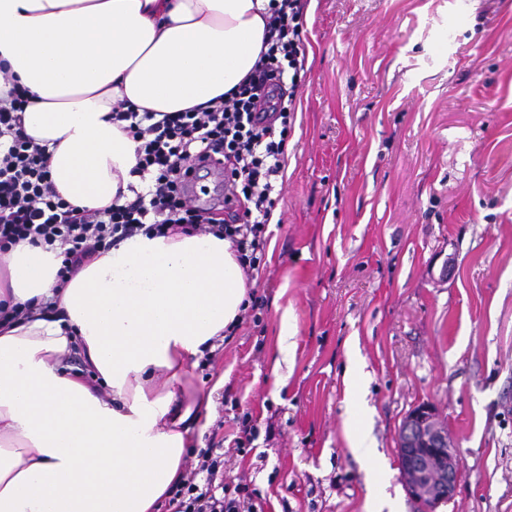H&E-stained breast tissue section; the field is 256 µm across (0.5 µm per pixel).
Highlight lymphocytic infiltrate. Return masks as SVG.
I'll return each mask as SVG.
<instances>
[{"mask_svg":"<svg viewBox=\"0 0 512 512\" xmlns=\"http://www.w3.org/2000/svg\"><path fill=\"white\" fill-rule=\"evenodd\" d=\"M302 0H271L265 49L251 73L225 96L184 112H114L136 143L135 174L149 181L134 199L102 210L80 209L55 191L46 146L21 127L26 92L12 86L0 101V249L21 241L60 245L59 280L121 240L177 233L211 234L230 242L246 275L264 266L265 233L279 200L276 189L294 122L305 64ZM217 166L224 205L194 206L185 175ZM223 448L198 451L172 487L167 512H258L248 484L226 481Z\"/></svg>","mask_w":512,"mask_h":512,"instance_id":"obj_1","label":"lymphocytic infiltrate"}]
</instances>
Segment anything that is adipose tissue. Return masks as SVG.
<instances>
[{
	"label": "adipose tissue",
	"mask_w": 512,
	"mask_h": 512,
	"mask_svg": "<svg viewBox=\"0 0 512 512\" xmlns=\"http://www.w3.org/2000/svg\"><path fill=\"white\" fill-rule=\"evenodd\" d=\"M270 0H0V65L26 89L25 133L71 205L141 187L113 107L182 112L236 87L260 58ZM60 250L0 252V512H159L180 480L189 366L241 312L248 282L210 234L121 241L60 283ZM110 388L103 400L70 357Z\"/></svg>",
	"instance_id": "adipose-tissue-1"
}]
</instances>
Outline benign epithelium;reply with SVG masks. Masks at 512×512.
I'll use <instances>...</instances> for the list:
<instances>
[{
  "label": "benign epithelium",
  "instance_id": "1",
  "mask_svg": "<svg viewBox=\"0 0 512 512\" xmlns=\"http://www.w3.org/2000/svg\"><path fill=\"white\" fill-rule=\"evenodd\" d=\"M398 455L405 488L424 512H436L453 497L462 461L433 405L421 404L408 414L399 432Z\"/></svg>",
  "mask_w": 512,
  "mask_h": 512
}]
</instances>
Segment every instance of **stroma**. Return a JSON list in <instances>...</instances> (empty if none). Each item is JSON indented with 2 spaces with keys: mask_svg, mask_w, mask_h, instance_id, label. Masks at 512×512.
I'll list each match as a JSON object with an SVG mask.
<instances>
[{
  "mask_svg": "<svg viewBox=\"0 0 512 512\" xmlns=\"http://www.w3.org/2000/svg\"><path fill=\"white\" fill-rule=\"evenodd\" d=\"M302 21L264 312L185 377L215 403L191 445L222 443L264 512H420L398 435L429 403L463 463L437 512H512V0H316Z\"/></svg>",
  "mask_w": 512,
  "mask_h": 512,
  "instance_id": "35a3bbf8",
  "label": "stroma"
}]
</instances>
